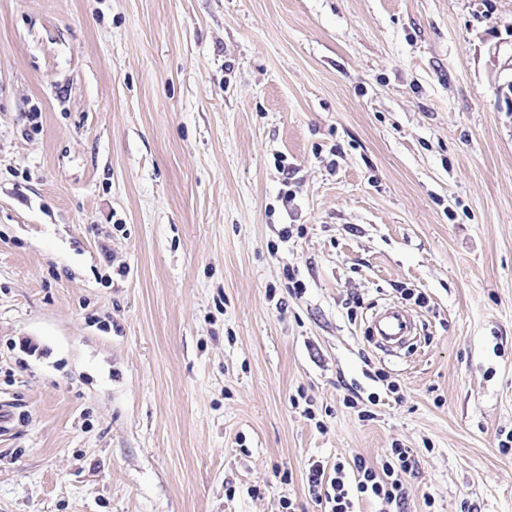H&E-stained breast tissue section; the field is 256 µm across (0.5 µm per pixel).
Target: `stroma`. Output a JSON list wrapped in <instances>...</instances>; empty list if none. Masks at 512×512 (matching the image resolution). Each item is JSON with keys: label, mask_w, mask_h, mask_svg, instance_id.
I'll use <instances>...</instances> for the list:
<instances>
[{"label": "stroma", "mask_w": 512, "mask_h": 512, "mask_svg": "<svg viewBox=\"0 0 512 512\" xmlns=\"http://www.w3.org/2000/svg\"><path fill=\"white\" fill-rule=\"evenodd\" d=\"M496 51L512 0H0V512H323L395 445L402 512H512ZM412 323L406 311L389 306L375 315L372 322V335L377 343L389 350L403 342L412 332ZM415 464L411 449L397 445L377 465L361 456L348 467L341 461L329 466L323 460H309L305 469L308 492L325 512H358L364 499L399 508Z\"/></svg>", "instance_id": "1"}]
</instances>
